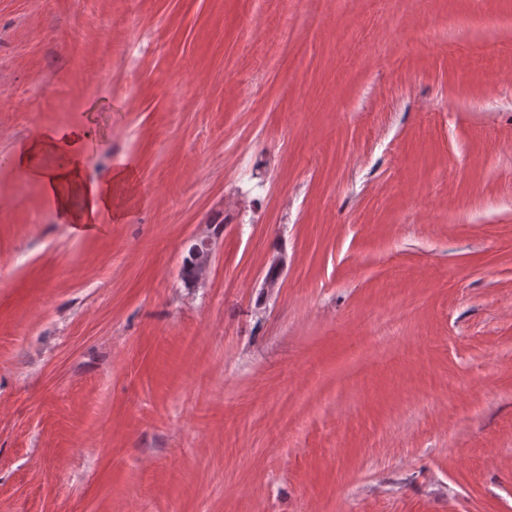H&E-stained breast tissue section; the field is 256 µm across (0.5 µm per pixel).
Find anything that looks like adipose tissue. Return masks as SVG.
<instances>
[{
	"instance_id": "1",
	"label": "adipose tissue",
	"mask_w": 512,
	"mask_h": 512,
	"mask_svg": "<svg viewBox=\"0 0 512 512\" xmlns=\"http://www.w3.org/2000/svg\"><path fill=\"white\" fill-rule=\"evenodd\" d=\"M88 139L81 128L47 129L22 143L13 157L16 167L41 183L61 222L79 233L99 228L104 217L120 219L121 197L135 189V173L128 167L114 170L105 182L86 178Z\"/></svg>"
}]
</instances>
